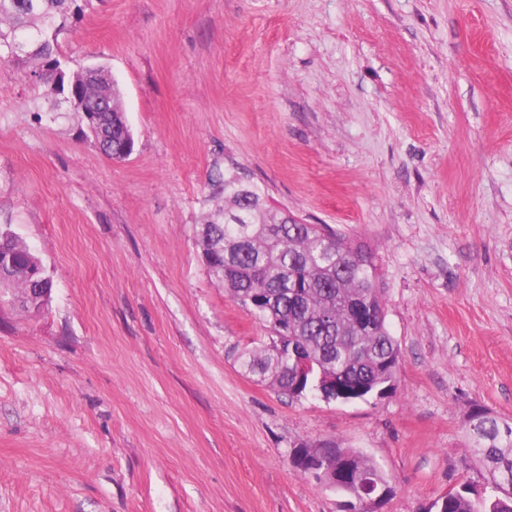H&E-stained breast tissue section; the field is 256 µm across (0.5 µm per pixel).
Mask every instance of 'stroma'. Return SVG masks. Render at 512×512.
Instances as JSON below:
<instances>
[{
	"label": "stroma",
	"mask_w": 512,
	"mask_h": 512,
	"mask_svg": "<svg viewBox=\"0 0 512 512\" xmlns=\"http://www.w3.org/2000/svg\"><path fill=\"white\" fill-rule=\"evenodd\" d=\"M135 137L0 75V224L54 288L0 306V512H340L294 448L369 456L426 512L483 490L473 405L512 419V0H89L60 39ZM234 171L376 253L397 389L296 400L245 376L264 330L199 257ZM83 94L92 105L103 111L96 112L95 119L91 122L90 129L94 142L99 144L106 155L119 158L126 142L131 141V136L122 113L115 112L119 107L118 97H115L113 112L107 105L101 107L103 97L112 94L111 80L99 74H92L89 83L83 86Z\"/></svg>",
	"instance_id": "1"
}]
</instances>
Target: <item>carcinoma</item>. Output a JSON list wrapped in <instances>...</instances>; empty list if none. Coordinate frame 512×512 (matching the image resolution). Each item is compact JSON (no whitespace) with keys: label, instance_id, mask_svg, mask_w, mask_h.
I'll return each instance as SVG.
<instances>
[{"label":"carcinoma","instance_id":"carcinoma-1","mask_svg":"<svg viewBox=\"0 0 512 512\" xmlns=\"http://www.w3.org/2000/svg\"><path fill=\"white\" fill-rule=\"evenodd\" d=\"M74 0H0V64H24V77L47 97L54 90L56 68L65 66L59 38L82 11ZM83 94L102 108L91 122L94 142L103 152L120 157L131 140L123 115L101 106L112 94L111 81L94 74ZM235 208L210 212L196 230L205 231L197 244L211 252L208 271L223 278V268L236 265L224 281L229 296L250 309L269 331V342L239 356L240 368L287 394L292 367L307 360L313 372L309 393L326 392L327 375L340 389L367 401L380 388L395 390L399 345L387 322L384 288L374 252L325 224H284L285 211L267 203L265 191L236 174L220 183ZM52 281L20 278L0 272V289L17 296L30 288L52 292ZM475 456L486 472V485L473 496L470 484L438 498L439 512H512V422L486 413L468 426ZM350 463L349 480L335 488L341 495L375 491L388 484L376 463L351 448H337Z\"/></svg>","mask_w":512,"mask_h":512}]
</instances>
